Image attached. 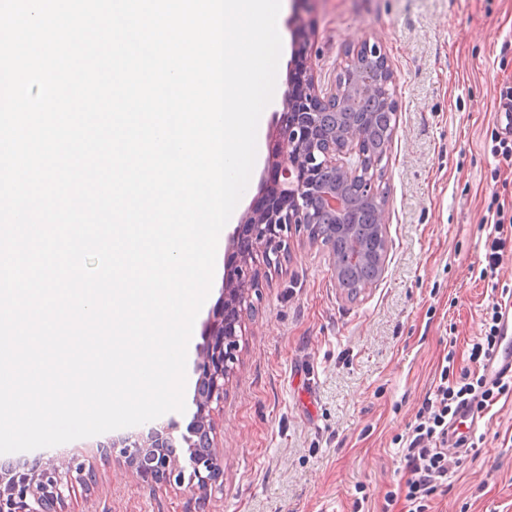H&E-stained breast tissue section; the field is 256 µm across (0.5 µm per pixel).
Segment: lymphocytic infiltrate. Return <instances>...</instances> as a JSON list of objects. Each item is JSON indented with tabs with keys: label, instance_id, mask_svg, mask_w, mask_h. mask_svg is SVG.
I'll return each instance as SVG.
<instances>
[{
	"label": "lymphocytic infiltrate",
	"instance_id": "f902f5d3",
	"mask_svg": "<svg viewBox=\"0 0 512 512\" xmlns=\"http://www.w3.org/2000/svg\"><path fill=\"white\" fill-rule=\"evenodd\" d=\"M512 392V381L487 382L480 373L463 372L459 379L441 376L430 398L419 408L401 455L407 469L404 500L407 512H426L427 503L448 484V426L461 404L477 409L492 405L496 394Z\"/></svg>",
	"mask_w": 512,
	"mask_h": 512
}]
</instances>
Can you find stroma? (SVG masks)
Wrapping results in <instances>:
<instances>
[{"mask_svg":"<svg viewBox=\"0 0 512 512\" xmlns=\"http://www.w3.org/2000/svg\"><path fill=\"white\" fill-rule=\"evenodd\" d=\"M306 19L321 92L365 40L394 71L385 271L348 295L327 247L291 235L209 416L216 486L144 482L93 437L0 458L84 462L93 480L64 512H401L385 504L404 482L401 437L442 366L472 370L486 307L512 303V240L495 275L480 274L490 202L512 215V166L490 153L499 89L512 82V0H315ZM472 440L429 512H512V394L483 411Z\"/></svg>","mask_w":512,"mask_h":512,"instance_id":"35a3bbf8","label":"stroma"}]
</instances>
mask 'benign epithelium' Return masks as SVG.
Segmentation results:
<instances>
[{"mask_svg":"<svg viewBox=\"0 0 512 512\" xmlns=\"http://www.w3.org/2000/svg\"><path fill=\"white\" fill-rule=\"evenodd\" d=\"M314 0H297L289 20L299 71L291 75L283 95V110L275 113L269 142L268 168L260 196L265 203L250 206L228 238L224 299L212 312L206 341L194 364L196 413L182 435L190 454L183 466L175 455L170 419L145 436L109 439L102 448H118L145 481L161 485H187L206 492L216 485L222 466L212 451L207 420L212 404L224 402V387L233 370L239 334L253 309L252 292L259 288L256 258L279 256L288 244L286 233L304 232L330 251V269L336 281H345V269L371 260L375 274L364 284L371 287L383 274L388 251L385 229L387 193L380 186L379 166L392 138L374 150L366 126L345 115L373 105L380 86H391L395 76L381 48L367 41L348 52L334 90L319 91L309 55L313 33L302 13ZM359 192L370 202L371 226L366 234L347 216L350 196ZM91 474L76 458L60 466L36 463L27 469L0 467V512H58L75 488L87 484Z\"/></svg>","mask_w":512,"mask_h":512,"instance_id":"7a95c632","label":"benign epithelium"}]
</instances>
